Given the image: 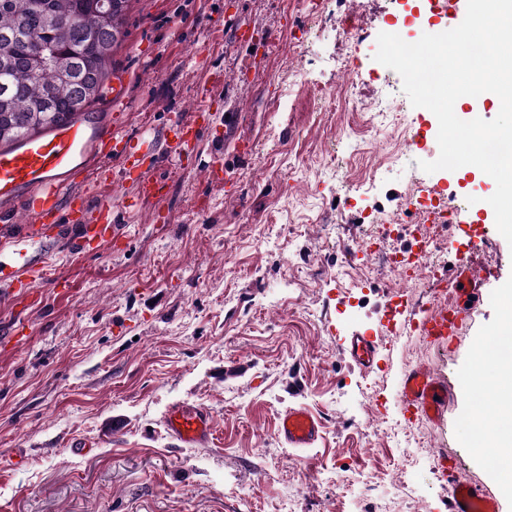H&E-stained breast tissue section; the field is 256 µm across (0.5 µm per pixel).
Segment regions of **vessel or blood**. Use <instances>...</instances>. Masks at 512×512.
Masks as SVG:
<instances>
[{
  "mask_svg": "<svg viewBox=\"0 0 512 512\" xmlns=\"http://www.w3.org/2000/svg\"><path fill=\"white\" fill-rule=\"evenodd\" d=\"M200 113L193 112L176 121L168 130L170 152L182 154L190 148L200 126ZM120 161L126 180L135 186L132 195L123 197L126 208L138 209L162 196L163 181L143 169L136 145L112 134L111 127L78 119L41 135L28 137L13 150H0V213L22 205L29 216L27 225H0V242L19 238L48 242L70 237L75 252L95 249L100 241L120 239L118 225L112 222V210L106 204H93L106 183L96 180L77 185L73 174L92 170L96 157ZM449 250L455 259L440 283H452L457 297L454 303L424 306L417 310L414 325L419 335L433 340L453 336L464 307L481 301L484 279L473 261L476 242L458 248L456 237H449ZM23 280L17 272L0 273V299L14 302L21 295ZM350 364L360 373H375L383 358V340L364 331L352 332L343 342ZM398 394L404 417L434 418L447 399L448 392L438 378L422 364L404 370L398 380ZM165 427L174 442L189 448L215 446L214 416L205 406L179 403L165 414ZM323 430L321 417L305 406L289 408L278 416L277 438L291 448H309ZM436 470L449 481L447 512H497L495 501L471 484L451 476L446 457H438Z\"/></svg>",
  "mask_w": 512,
  "mask_h": 512,
  "instance_id": "1",
  "label": "vessel or blood"
}]
</instances>
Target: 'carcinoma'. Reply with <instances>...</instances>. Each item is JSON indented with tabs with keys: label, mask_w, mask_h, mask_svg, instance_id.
Instances as JSON below:
<instances>
[{
	"label": "carcinoma",
	"mask_w": 512,
	"mask_h": 512,
	"mask_svg": "<svg viewBox=\"0 0 512 512\" xmlns=\"http://www.w3.org/2000/svg\"><path fill=\"white\" fill-rule=\"evenodd\" d=\"M129 0H0V148L89 112Z\"/></svg>",
	"instance_id": "cac0c4a2"
}]
</instances>
